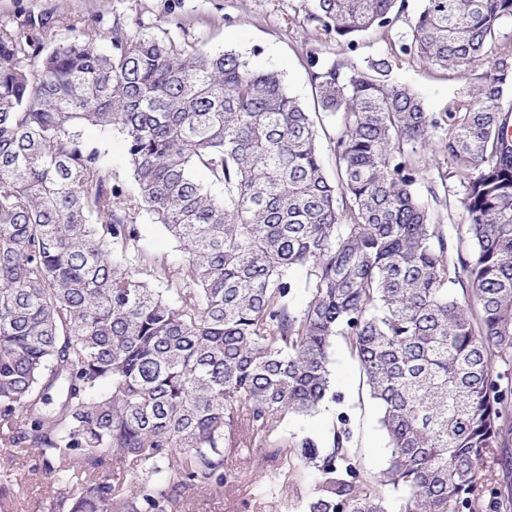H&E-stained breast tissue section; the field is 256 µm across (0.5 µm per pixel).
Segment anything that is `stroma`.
Wrapping results in <instances>:
<instances>
[{"instance_id":"35a3bbf8","label":"stroma","mask_w":512,"mask_h":512,"mask_svg":"<svg viewBox=\"0 0 512 512\" xmlns=\"http://www.w3.org/2000/svg\"><path fill=\"white\" fill-rule=\"evenodd\" d=\"M305 8L304 0H0V21H10L23 31L28 17L44 18L42 44L47 51L63 39L71 17L99 31L96 48L106 54L112 51L108 34L115 25L131 36L151 35L205 51L232 50L249 57L255 68L280 72L289 93L314 113L318 105L306 56L309 27ZM184 18L193 19L190 29L177 27V20ZM392 79L417 91L433 112L443 111L455 87L446 74L420 66H401L393 71ZM83 137L100 145L113 182L133 189L122 136L115 132L104 137L89 127ZM137 222L142 234L140 248L146 257L164 256L174 263L182 259V250L161 224L144 213ZM330 359L335 400L315 414L288 417L281 430L311 439L321 448L331 439L338 415H345L362 470L368 475L379 473L388 464L389 448L378 409L368 397L359 366L344 341L336 342ZM273 466L272 459L261 457L250 463L233 462L238 475L234 488L221 495L198 493L193 512H303V499L313 494L319 483L317 469L301 468L294 492L280 503L261 498L258 491L259 478ZM45 497L40 475L32 474L23 489H0V512H46Z\"/></svg>"}]
</instances>
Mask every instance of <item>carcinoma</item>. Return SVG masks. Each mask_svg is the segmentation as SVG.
Instances as JSON below:
<instances>
[{"label": "carcinoma", "instance_id": "cac0c4a2", "mask_svg": "<svg viewBox=\"0 0 512 512\" xmlns=\"http://www.w3.org/2000/svg\"><path fill=\"white\" fill-rule=\"evenodd\" d=\"M308 44L386 38L407 0H313ZM512 0H423L408 38L358 66L307 50L336 117L327 175L311 113L281 74L233 51L80 21L30 71L39 25L0 22V461L37 459L46 512H188L236 482L229 459L276 447L283 494L298 470L290 415L331 391L343 337L380 410L388 467L369 478L333 429L305 439L320 484L304 512H512L500 459L512 438ZM456 87L431 112L402 65ZM92 126L124 138L136 183H112ZM450 171L430 175L433 138ZM208 171L222 194L193 178ZM468 253L414 191L448 176ZM145 212L183 247L145 264ZM305 277L292 276L296 268ZM304 293V306L294 305ZM120 466L107 470L108 461Z\"/></svg>", "mask_w": 512, "mask_h": 512}]
</instances>
